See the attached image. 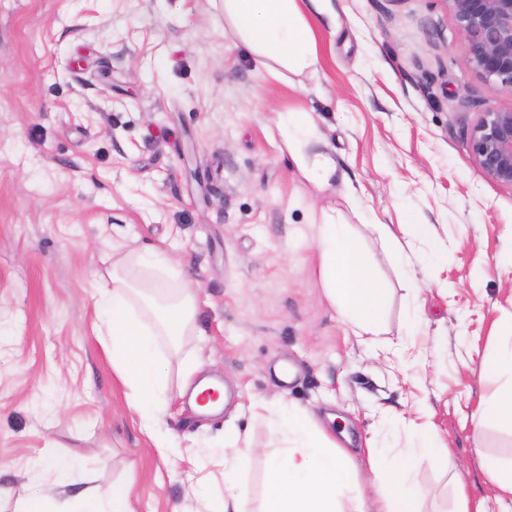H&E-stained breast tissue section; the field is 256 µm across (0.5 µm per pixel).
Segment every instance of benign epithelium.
<instances>
[{"label": "benign epithelium", "instance_id": "benign-epithelium-1", "mask_svg": "<svg viewBox=\"0 0 512 512\" xmlns=\"http://www.w3.org/2000/svg\"><path fill=\"white\" fill-rule=\"evenodd\" d=\"M467 44L464 65L492 87L512 89V0H444ZM472 154L491 181L512 188V107L481 113Z\"/></svg>", "mask_w": 512, "mask_h": 512}]
</instances>
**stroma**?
<instances>
[{
  "label": "stroma",
  "instance_id": "obj_1",
  "mask_svg": "<svg viewBox=\"0 0 512 512\" xmlns=\"http://www.w3.org/2000/svg\"><path fill=\"white\" fill-rule=\"evenodd\" d=\"M330 6L316 70L276 80L225 32L224 0H0V512L59 467L79 490L129 486L136 512H208L223 469L196 461L238 436L252 447L242 488L259 497L277 434L255 399L336 413L365 498L371 437L448 448L444 472L405 459L423 512H454L459 481L503 512L484 464L512 461V429L475 432L472 414L496 388L478 353L512 318V188L484 175L469 138L512 90L464 67L444 0ZM289 112L336 165L324 190L283 144ZM345 179L379 222L432 225L414 277L350 210ZM329 208L388 290L386 341L422 365L400 371L330 310L311 227ZM116 241L179 260L201 311L170 368L189 358L235 393L211 415L172 400L161 430L180 452L166 459L96 335L93 273Z\"/></svg>",
  "mask_w": 512,
  "mask_h": 512
}]
</instances>
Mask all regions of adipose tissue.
<instances>
[{
	"mask_svg": "<svg viewBox=\"0 0 512 512\" xmlns=\"http://www.w3.org/2000/svg\"><path fill=\"white\" fill-rule=\"evenodd\" d=\"M322 0H224V21L232 37L254 58L262 77L280 69L303 71L316 67V24L321 23ZM289 153L301 176L315 189L328 186L336 172L324 154L306 155L316 140L315 128L298 113L280 122ZM319 275L332 310L346 320L355 335L374 347L384 334L386 295L371 262L348 224L322 213L315 226ZM102 316L100 334L112 351V368L127 387L128 403L138 415L156 451L169 457L175 449L159 437L158 425L171 392L169 362L159 356V337L185 335L198 310V295L180 279L164 252L143 255L130 250L114 256L111 269L98 271ZM494 344L483 355L481 371L497 387L481 400L473 414L476 430L512 427V319L492 326ZM253 409L265 412L280 435L276 450L266 455L264 492L259 504L238 489L248 460L238 442H230L223 458L224 496L215 512H422L410 468L387 464L388 476L375 486L373 503H366L349 454L337 445L326 427L306 411L269 409L257 400ZM78 512H135L129 488L116 486L106 497L86 489L71 497Z\"/></svg>",
	"mask_w": 512,
	"mask_h": 512,
	"instance_id": "1",
	"label": "adipose tissue"
}]
</instances>
